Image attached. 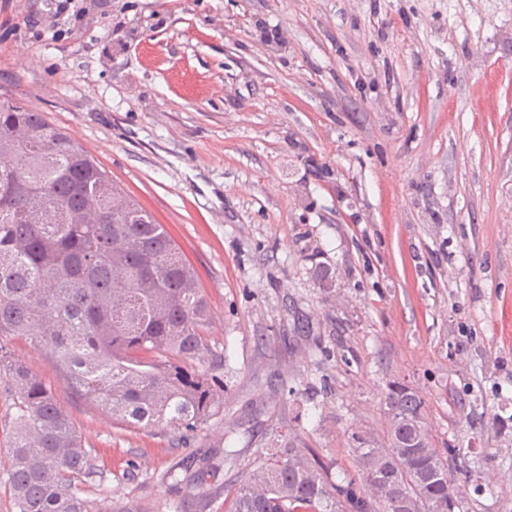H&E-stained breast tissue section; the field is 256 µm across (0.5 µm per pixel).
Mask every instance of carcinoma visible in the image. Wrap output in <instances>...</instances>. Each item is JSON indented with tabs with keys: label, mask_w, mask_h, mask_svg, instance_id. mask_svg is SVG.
Segmentation results:
<instances>
[{
	"label": "carcinoma",
	"mask_w": 512,
	"mask_h": 512,
	"mask_svg": "<svg viewBox=\"0 0 512 512\" xmlns=\"http://www.w3.org/2000/svg\"><path fill=\"white\" fill-rule=\"evenodd\" d=\"M125 208L112 210V198ZM211 315L194 267L164 225L101 170L62 127L22 104L0 106V372L14 387L7 482L16 512H146L82 496L75 479L98 469L55 393L1 344H39L67 386L132 429L192 434L224 407V357L208 341ZM388 446L350 439L361 473H334L287 430L224 485L228 512H469L448 502V485L477 480L456 448L417 440L425 416L416 389L387 386ZM186 484L209 485L201 454L178 463Z\"/></svg>",
	"instance_id": "1"
}]
</instances>
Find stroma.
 Masks as SVG:
<instances>
[{
    "instance_id": "1",
    "label": "stroma",
    "mask_w": 512,
    "mask_h": 512,
    "mask_svg": "<svg viewBox=\"0 0 512 512\" xmlns=\"http://www.w3.org/2000/svg\"><path fill=\"white\" fill-rule=\"evenodd\" d=\"M8 102L166 227L224 358L185 436L121 427L8 338L96 451L87 497L173 512L178 459L245 465L289 428L357 473L400 382L479 472L473 512H512V0H0ZM12 412L0 375V512Z\"/></svg>"
}]
</instances>
